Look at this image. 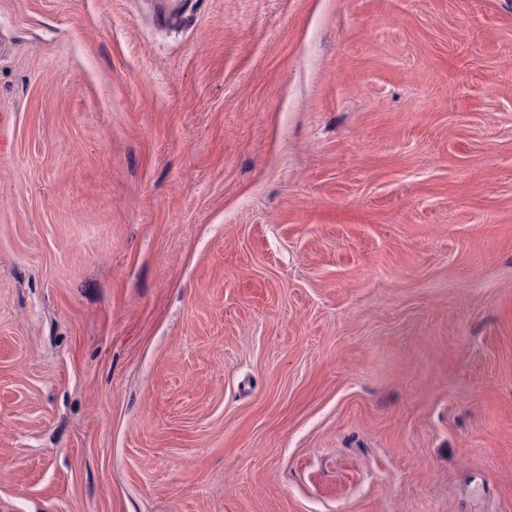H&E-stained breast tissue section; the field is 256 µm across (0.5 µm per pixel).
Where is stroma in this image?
I'll return each mask as SVG.
<instances>
[{"label": "stroma", "instance_id": "obj_1", "mask_svg": "<svg viewBox=\"0 0 512 512\" xmlns=\"http://www.w3.org/2000/svg\"><path fill=\"white\" fill-rule=\"evenodd\" d=\"M0 512H512V0H0Z\"/></svg>", "mask_w": 512, "mask_h": 512}]
</instances>
